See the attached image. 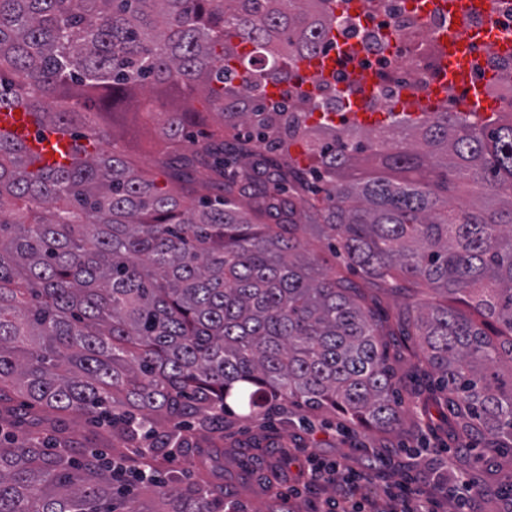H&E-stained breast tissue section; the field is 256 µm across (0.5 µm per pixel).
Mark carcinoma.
I'll use <instances>...</instances> for the list:
<instances>
[{
  "instance_id": "cac0c4a2",
  "label": "carcinoma",
  "mask_w": 512,
  "mask_h": 512,
  "mask_svg": "<svg viewBox=\"0 0 512 512\" xmlns=\"http://www.w3.org/2000/svg\"><path fill=\"white\" fill-rule=\"evenodd\" d=\"M332 13V0H0V104L92 145L45 169L0 136V404L108 414L130 446L125 419L141 418L154 449L190 446L160 418L222 431L213 406L253 414L271 395L397 427L382 320L303 248L312 234L403 297L401 335L448 410L512 450V102L313 136L267 88L322 50ZM146 86L198 94L250 134L196 148L191 112H172L144 176L117 143L102 152L108 132L81 100L110 112ZM465 184L486 204L455 202ZM12 427L0 407V512H116L111 466ZM211 496L159 491L126 512H213Z\"/></svg>"
}]
</instances>
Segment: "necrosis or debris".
I'll list each match as a JSON object with an SVG mask.
<instances>
[{
  "label": "necrosis or debris",
  "instance_id": "1",
  "mask_svg": "<svg viewBox=\"0 0 512 512\" xmlns=\"http://www.w3.org/2000/svg\"><path fill=\"white\" fill-rule=\"evenodd\" d=\"M369 11L375 18L369 25L362 24L358 14L335 12L339 30L347 32L355 47L354 54L341 61L336 78L346 80L355 70L375 73L379 81L364 105L384 112L393 105L399 86L426 92L437 67L431 43L443 19L436 12L419 17L408 0H374ZM476 57L480 69L494 73L490 94L503 102L512 100V57L499 55L490 45L481 46Z\"/></svg>",
  "mask_w": 512,
  "mask_h": 512
}]
</instances>
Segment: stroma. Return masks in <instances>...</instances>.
I'll list each match as a JSON object with an SVG mask.
<instances>
[{"mask_svg": "<svg viewBox=\"0 0 512 512\" xmlns=\"http://www.w3.org/2000/svg\"><path fill=\"white\" fill-rule=\"evenodd\" d=\"M154 91L135 93L121 113H100L98 121L110 135L125 144L137 165L153 166L160 147L162 116L153 113ZM388 363L398 382L397 398L405 412L401 426L384 433L373 428L350 427L347 419L329 409L311 410L279 401L264 406L252 416L240 410L225 414L224 430L209 433L197 428L194 444L177 461L160 459L158 483L168 489L194 485H220L224 494L214 504L215 512H311L309 498H288L289 485L295 484L300 463L287 458L301 448H316L328 457L363 468L369 451L383 449L388 462L382 478L399 479L406 460L405 448H417L428 437L429 426H437L440 440H447L440 413L425 416L419 407L435 391L433 380L412 357L402 337L386 339ZM14 429L17 433H37L70 441L73 447L111 449L113 440L105 429L93 422L69 414L16 407ZM463 465L487 493L475 502L477 512H497L500 488L512 475V456L490 450L488 441L466 449Z\"/></svg>", "mask_w": 512, "mask_h": 512, "instance_id": "stroma-1", "label": "stroma"}]
</instances>
